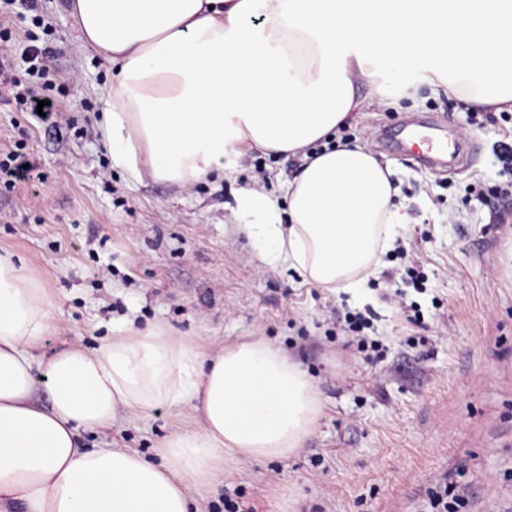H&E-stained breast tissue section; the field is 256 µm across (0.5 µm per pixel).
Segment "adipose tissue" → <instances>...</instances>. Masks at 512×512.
Listing matches in <instances>:
<instances>
[{
  "instance_id": "1",
  "label": "adipose tissue",
  "mask_w": 512,
  "mask_h": 512,
  "mask_svg": "<svg viewBox=\"0 0 512 512\" xmlns=\"http://www.w3.org/2000/svg\"><path fill=\"white\" fill-rule=\"evenodd\" d=\"M83 45L112 69L100 125L130 179L190 184L249 151L301 157L283 195L240 189L234 211L271 262L338 292L361 287L403 217L397 171L337 141L380 63L438 79L467 103L512 108V0H72ZM322 145L321 153L309 149ZM47 288L0 254V512H200V491L239 456L285 459L322 400L307 373L261 341L205 355L162 325L48 363ZM193 405L155 447L86 448L85 431Z\"/></svg>"
}]
</instances>
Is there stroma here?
<instances>
[{
  "mask_svg": "<svg viewBox=\"0 0 512 512\" xmlns=\"http://www.w3.org/2000/svg\"><path fill=\"white\" fill-rule=\"evenodd\" d=\"M1 25L12 38L0 54L19 82L32 80L30 43L55 55L50 93L63 116L42 123L0 88V159L19 148L33 166L29 179L0 185V253L54 298L36 358L42 406L47 361L98 347L118 322L164 325L205 353L260 340L314 378L322 414L297 454L232 463L201 512H224L228 500L245 512H441L446 491L464 496L457 512H512V174L499 160L512 145L511 111H469L415 70L378 66L375 82L397 93L395 104L367 106L343 132L395 165L408 222L355 298L268 262L232 212L240 189L287 183L300 159L254 151L231 176L130 180L112 167L99 127L108 67L79 41L69 0H39L34 11L19 0ZM412 120L437 122L465 160L420 163L417 146L393 139ZM401 245L422 272L402 285L416 326L383 298ZM340 310L373 312L379 349L356 352L336 331ZM192 420L190 408L162 409L84 440L151 459Z\"/></svg>",
  "mask_w": 512,
  "mask_h": 512,
  "instance_id": "35a3bbf8",
  "label": "stroma"
}]
</instances>
